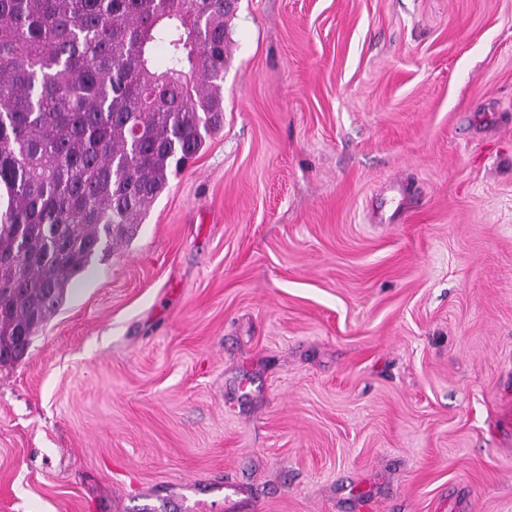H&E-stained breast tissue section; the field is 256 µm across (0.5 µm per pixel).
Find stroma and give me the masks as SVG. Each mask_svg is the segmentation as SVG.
<instances>
[{
  "label": "stroma",
  "instance_id": "35a3bbf8",
  "mask_svg": "<svg viewBox=\"0 0 512 512\" xmlns=\"http://www.w3.org/2000/svg\"><path fill=\"white\" fill-rule=\"evenodd\" d=\"M224 127L0 366V512H512V0H239Z\"/></svg>",
  "mask_w": 512,
  "mask_h": 512
}]
</instances>
